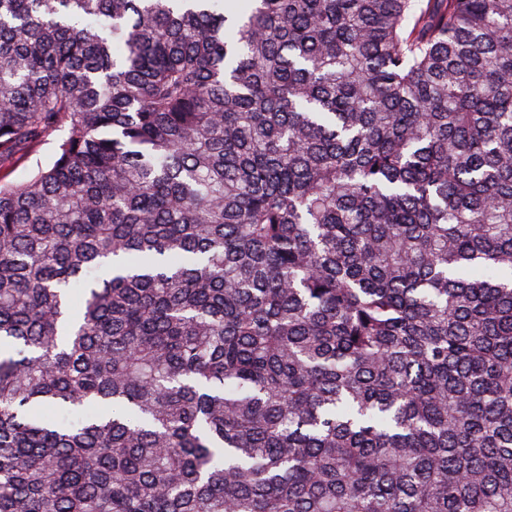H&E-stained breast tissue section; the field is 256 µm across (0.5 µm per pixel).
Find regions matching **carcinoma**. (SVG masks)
<instances>
[{"label": "carcinoma", "mask_w": 512, "mask_h": 512, "mask_svg": "<svg viewBox=\"0 0 512 512\" xmlns=\"http://www.w3.org/2000/svg\"><path fill=\"white\" fill-rule=\"evenodd\" d=\"M0 0V512H512V0ZM50 155L49 146L45 145L41 147L38 152L33 155L30 160L24 163H17L9 167L6 171L9 173L7 180L20 183L28 179L30 173L35 165L36 159L42 162L46 161Z\"/></svg>", "instance_id": "obj_1"}]
</instances>
